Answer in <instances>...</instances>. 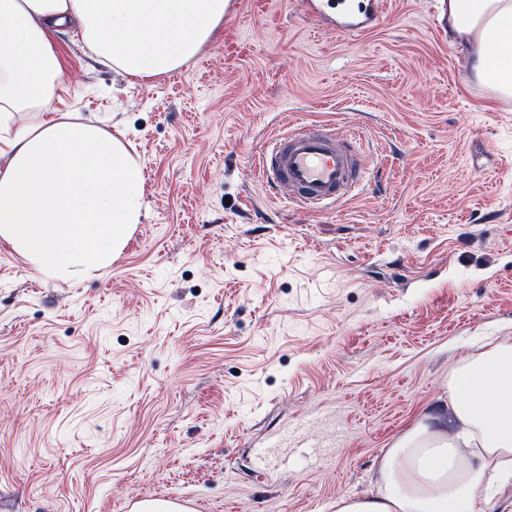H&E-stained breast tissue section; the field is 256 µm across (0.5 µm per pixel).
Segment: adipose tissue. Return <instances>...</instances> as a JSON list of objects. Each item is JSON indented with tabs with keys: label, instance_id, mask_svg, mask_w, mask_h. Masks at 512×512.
Here are the masks:
<instances>
[{
	"label": "adipose tissue",
	"instance_id": "ef3b65f1",
	"mask_svg": "<svg viewBox=\"0 0 512 512\" xmlns=\"http://www.w3.org/2000/svg\"><path fill=\"white\" fill-rule=\"evenodd\" d=\"M227 0H0V240L39 275L69 282L111 266L137 224L143 165L98 120L59 112L54 41L77 24L93 56L141 79L192 59ZM448 32L476 81L512 97V0H448ZM439 412L382 453L375 489L336 512H496L512 485V341L459 358Z\"/></svg>",
	"mask_w": 512,
	"mask_h": 512
}]
</instances>
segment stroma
I'll use <instances>...</instances> for the list:
<instances>
[{
  "label": "stroma",
  "instance_id": "obj_1",
  "mask_svg": "<svg viewBox=\"0 0 512 512\" xmlns=\"http://www.w3.org/2000/svg\"><path fill=\"white\" fill-rule=\"evenodd\" d=\"M387 2L350 36L239 0L147 81L56 34L55 106L122 132L143 218L72 283L0 242V512H336L461 355L512 337V98L473 79L440 0ZM297 122L361 137V192L305 210L259 181Z\"/></svg>",
  "mask_w": 512,
  "mask_h": 512
}]
</instances>
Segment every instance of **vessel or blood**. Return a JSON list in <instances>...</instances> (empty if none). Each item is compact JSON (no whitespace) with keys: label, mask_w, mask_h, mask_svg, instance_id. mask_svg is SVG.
Listing matches in <instances>:
<instances>
[{"label":"vessel or blood","mask_w":512,"mask_h":512,"mask_svg":"<svg viewBox=\"0 0 512 512\" xmlns=\"http://www.w3.org/2000/svg\"><path fill=\"white\" fill-rule=\"evenodd\" d=\"M311 14L329 18L334 29L353 35L374 28L384 13L383 0H306ZM358 138L340 135L329 125L300 124L271 136L262 146L259 174L263 183L297 206L317 210L343 202L369 178Z\"/></svg>","instance_id":"1"}]
</instances>
